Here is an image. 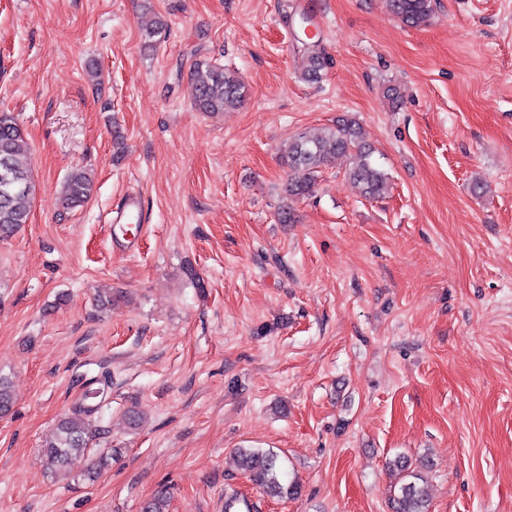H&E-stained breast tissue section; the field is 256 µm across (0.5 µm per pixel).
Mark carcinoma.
I'll list each match as a JSON object with an SVG mask.
<instances>
[{"label": "carcinoma", "mask_w": 512, "mask_h": 512, "mask_svg": "<svg viewBox=\"0 0 512 512\" xmlns=\"http://www.w3.org/2000/svg\"><path fill=\"white\" fill-rule=\"evenodd\" d=\"M390 11L405 26L417 28L433 14V0H388ZM307 65L303 78L309 82L322 79L330 61L321 50L311 45L304 48ZM245 99V84L234 72L222 66L209 65L197 72L195 108L200 112H223L239 106ZM28 143L23 129L10 112H0V234L11 233L28 223L27 200L36 186L30 169L25 166ZM338 154L354 156L348 178L367 198H380L388 190L386 174L372 161L373 151L364 143L359 124L352 119H339L332 127L313 134H302L288 142L283 160L288 167V192L306 195L331 158ZM93 181L82 169L74 170L66 179L61 195L62 207L72 209L87 200ZM104 389H88L71 412L57 423L44 441L41 459L53 474H71L74 465L85 456L92 434L90 418L99 412L96 399ZM16 400L11 382L0 376V414L9 412ZM238 467L267 496L288 498L298 494L299 485L283 479L277 455L258 448L238 450ZM390 468L399 476L398 493L393 497L394 512H427L424 491L418 486L420 471L405 457H397ZM168 491L161 489L142 507V512H168Z\"/></svg>", "instance_id": "obj_1"}]
</instances>
